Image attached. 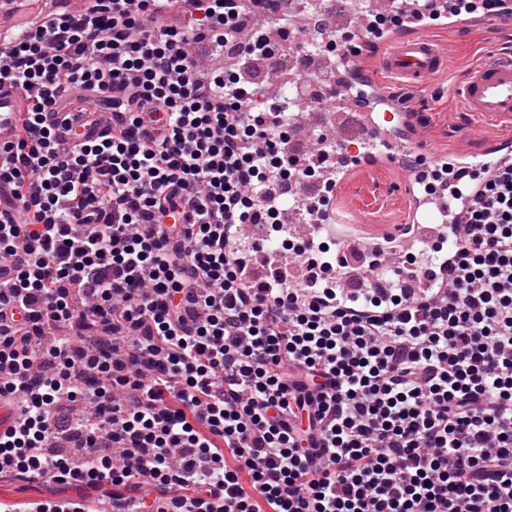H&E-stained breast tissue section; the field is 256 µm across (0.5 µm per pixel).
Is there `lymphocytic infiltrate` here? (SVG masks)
<instances>
[{
  "mask_svg": "<svg viewBox=\"0 0 512 512\" xmlns=\"http://www.w3.org/2000/svg\"><path fill=\"white\" fill-rule=\"evenodd\" d=\"M263 0H84L0 50V472L187 512H512V166L431 171L450 256L416 285L255 279L250 224L306 179L296 117L207 66ZM89 406L86 420L62 415ZM64 439L69 456L44 452ZM20 104L21 97L17 91L9 89L7 84L0 88V140L10 134L20 112Z\"/></svg>",
  "mask_w": 512,
  "mask_h": 512,
  "instance_id": "1",
  "label": "lymphocytic infiltrate"
}]
</instances>
